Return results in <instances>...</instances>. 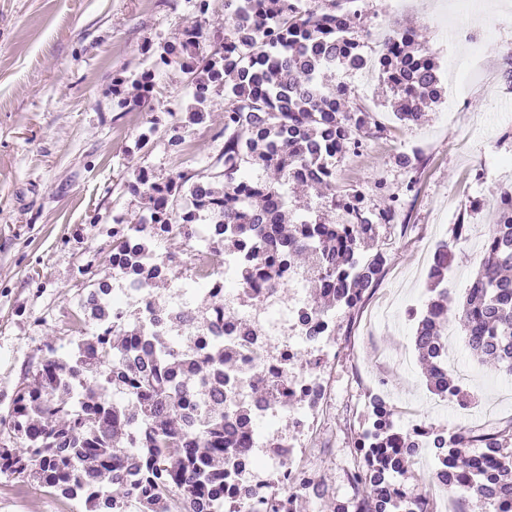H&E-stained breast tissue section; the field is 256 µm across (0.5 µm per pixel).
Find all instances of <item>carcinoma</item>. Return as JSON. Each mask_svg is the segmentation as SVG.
Masks as SVG:
<instances>
[{
  "instance_id": "1",
  "label": "carcinoma",
  "mask_w": 512,
  "mask_h": 512,
  "mask_svg": "<svg viewBox=\"0 0 512 512\" xmlns=\"http://www.w3.org/2000/svg\"><path fill=\"white\" fill-rule=\"evenodd\" d=\"M342 0H224V29L216 31L217 47L204 52L199 33L162 47L159 63L191 74L192 91L182 120L170 128L169 143L183 144L181 130L208 118V104L224 92V148L207 177L181 174L158 182L145 175L125 184L129 194L144 201L141 224H159L171 237L193 238L187 197L199 218L230 225L233 233L214 241L212 255L239 250L252 239L261 250H282L291 265L311 273L322 303L354 309L366 291L382 278L387 261L381 252L367 258L362 245L383 224L398 216L390 199L376 210L363 195L336 193L334 159L361 145L360 132L374 136L365 119L338 102L336 83L325 79L338 68L350 69L361 53L360 36ZM396 43L381 61V78L389 86L397 119L405 125L421 120V106L441 98V77L433 52L413 48L412 33L395 30ZM235 42L247 66L224 61L226 43ZM142 94L127 102L152 110L151 74L134 80ZM275 169L283 183L294 181L317 189V197L297 217L284 204L266 239L254 227L269 220L272 199L280 188L263 180L249 188L247 168ZM449 245L436 248L429 282L439 299L430 300L417 321L414 345L430 367L428 387L458 398L472 394L447 375L441 350L447 342L437 314L448 310L440 297L447 293ZM259 257L243 259L240 279L258 275L275 278L271 268L256 265ZM512 213L494 216L482 261L460 302L455 322L465 336L470 356L479 363L494 361L505 377L512 376ZM112 274L94 281L81 303L83 315L97 331L79 338L82 354L73 360L47 347L33 386L18 392L10 426L22 448L0 447V472L22 475L53 490L83 512H118L131 498L141 512H214L224 495V348L186 373L183 354L155 337L158 349L140 351L143 335L134 325L113 323ZM126 356L122 378L130 397L114 406L109 398L113 358ZM197 378L210 412L201 430L184 435L190 416L183 398L191 386L177 379ZM368 466L350 474L355 512H432L421 502V487L401 498L390 474L402 467L407 436L394 422L378 415ZM440 464L455 472L457 487L487 505L512 503V421L500 428L468 429L446 444Z\"/></svg>"
}]
</instances>
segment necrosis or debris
<instances>
[{
	"instance_id": "necrosis-or-debris-1",
	"label": "necrosis or debris",
	"mask_w": 512,
	"mask_h": 512,
	"mask_svg": "<svg viewBox=\"0 0 512 512\" xmlns=\"http://www.w3.org/2000/svg\"><path fill=\"white\" fill-rule=\"evenodd\" d=\"M239 257L228 254L206 282L213 303L206 318L181 326L177 338L189 346L191 359L208 356L223 341L231 360L224 365V427L246 435L244 446L224 451V509L265 512L277 497L281 512H296L294 492L317 488L315 475L299 463L303 440L328 400L324 378L334 355L330 331L334 314L311 310L304 299L306 275L281 273L278 284H266L255 302L239 298ZM294 287L292 303L279 299L280 285ZM112 303L124 319L158 328L157 314L142 279L122 263L112 267Z\"/></svg>"
}]
</instances>
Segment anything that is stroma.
Masks as SVG:
<instances>
[{
    "label": "stroma",
    "instance_id": "1",
    "mask_svg": "<svg viewBox=\"0 0 512 512\" xmlns=\"http://www.w3.org/2000/svg\"><path fill=\"white\" fill-rule=\"evenodd\" d=\"M472 9L468 21L489 31L483 65L470 79L466 109L430 105L420 124L401 126L381 78L362 81L340 72L347 103L369 109L386 126L381 137L362 135L359 149L336 161V187L364 195L379 208L398 198L397 223L381 227L373 248L388 261L378 287L355 311L336 310V361L326 372L331 392L324 415L305 438L302 462L337 492L353 465L349 448L362 430L371 397L386 393L397 425L418 414L438 429L450 422L429 413L427 382L418 360L401 367L410 344L409 304L431 296L423 271L440 241L453 252L448 289L461 298L481 262L478 241H454L458 220L491 226L500 192L512 187V89L502 87V62L512 25V0ZM361 30L375 25L416 28L437 50L454 13L453 0H406L386 10L384 0L351 6ZM224 25V0H0V422L32 383L47 347L64 351L92 326L74 327L93 280L108 274L116 223H138L139 198L125 183L138 171L156 181L211 171L224 145V96L213 97L205 124L187 127L184 145L168 144L182 117L189 77L156 66L165 43ZM153 75V109L131 110L134 79ZM419 157L417 169L399 155ZM468 382L480 394L470 425L491 428L512 419V378L493 365L473 363ZM57 494L0 472V512H66Z\"/></svg>",
    "mask_w": 512,
    "mask_h": 512
}]
</instances>
